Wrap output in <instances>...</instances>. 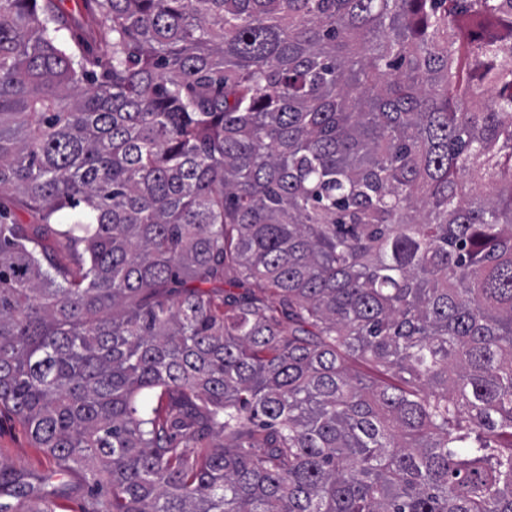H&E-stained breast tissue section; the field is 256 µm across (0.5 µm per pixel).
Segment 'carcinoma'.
Returning <instances> with one entry per match:
<instances>
[{"label": "carcinoma", "instance_id": "cac0c4a2", "mask_svg": "<svg viewBox=\"0 0 512 512\" xmlns=\"http://www.w3.org/2000/svg\"><path fill=\"white\" fill-rule=\"evenodd\" d=\"M83 2L0 0V512H512V0ZM41 455L32 447L24 426L10 413L0 416V461L13 471L21 474L27 481L34 482L30 476L44 474L40 466ZM70 485V494L67 499L60 501L59 512H80L84 498L86 496V480L82 472L71 473L64 477Z\"/></svg>", "mask_w": 512, "mask_h": 512}]
</instances>
